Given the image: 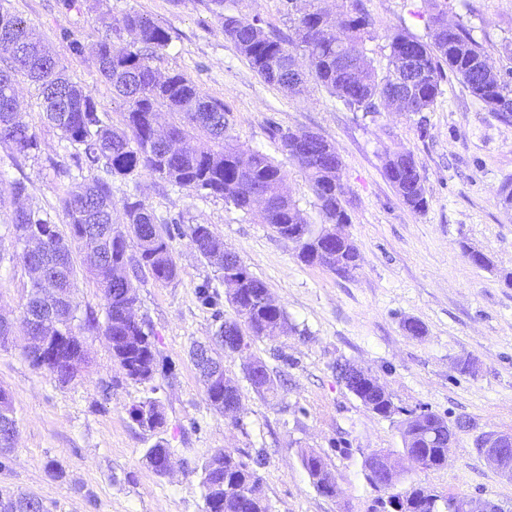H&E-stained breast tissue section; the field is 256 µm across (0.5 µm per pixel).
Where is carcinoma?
I'll list each match as a JSON object with an SVG mask.
<instances>
[{"mask_svg":"<svg viewBox=\"0 0 512 512\" xmlns=\"http://www.w3.org/2000/svg\"><path fill=\"white\" fill-rule=\"evenodd\" d=\"M210 11L220 20L224 37L234 44L250 68L268 85L289 93L302 91L307 77L341 101L346 107L375 112L384 104L398 112H428L441 94L445 72L455 75L464 87L492 111L508 121L512 109L500 106L503 98H512V80L489 73L487 55L471 30L462 24L446 30L435 28L448 7L447 0H424L427 13V38L404 28L385 35L389 54L385 66L378 68L367 55V43L376 38L374 21L361 0H341L338 11L331 13L309 0V7L289 19L288 33L265 28L260 18L246 21L225 12L226 0H208ZM72 55L86 52L94 56L102 78L112 86L113 99L122 109L121 126L108 122L100 101L90 91L73 82L60 65L53 49L22 17L0 3V145L11 150L10 157H27L41 150L36 130L25 120L17 99L16 77L23 75L34 85L42 112L60 140L73 149L74 167L51 162L56 175L67 180L59 196V207L69 234L60 232L53 215L44 209L19 206L7 225L15 243L21 244L31 234L42 237V247L23 258L30 275V289L23 316L32 325V336L51 339L76 335L78 330L97 331L105 336L126 376L136 382L151 380L157 360L150 333L144 323L131 324L122 310L137 302L132 278L149 275L156 282H170L179 275L172 236L161 230L147 204L133 195L123 202L125 222L112 223V182L147 172L173 186L197 194L221 197L234 208L257 217L279 236L288 235L290 225L300 227L305 241H296L299 250L313 253L316 264L344 277L357 267L355 249L342 255L339 265L321 259L327 249L320 231L313 228L289 194L287 174L259 148L243 149L229 143L224 102L203 94L184 74H159L153 60L172 42L166 28L137 11H128L119 29L107 28L91 48L67 30L60 33ZM308 59L309 72L288 74L293 64V50ZM356 56L353 71L338 62V50ZM412 50L424 70L421 81L406 103L394 100L393 84L398 62ZM172 117L165 131L158 129L162 114ZM200 134L191 148L185 142ZM303 131L271 128V138L282 154L296 161L317 200L328 224H347L346 185L342 179V161L336 148L318 135L307 142L310 153H303L298 141ZM383 172L403 203L416 213L426 210L423 177L412 153L395 152L386 157ZM189 236L205 261L214 268L217 280L234 317L224 320L216 331L215 345L224 347L219 337L261 338L265 329H284L288 316L273 300L264 299L266 284L254 276L236 254H224V239L207 224H191ZM137 241V251L128 252L127 239ZM84 254L83 271L100 289L105 302V321L99 323L93 312L79 314L74 301L77 267L72 257L73 245ZM55 275L57 294L39 292L40 276ZM24 356L36 369H42L61 384L76 378V366L85 359V351L45 363L38 347L28 345ZM257 368L245 369V378L259 394L275 391L274 381L265 364L255 360ZM206 400L219 412L231 395L221 384L210 385L201 374ZM358 399L375 414L386 416L391 403L369 386ZM129 415L139 427L157 433L165 426L162 404L145 397L132 405ZM446 420L423 413L404 420V451L416 455L418 467L437 469L448 462L447 449L441 442L426 437L432 424ZM165 442H155L145 458L158 474L165 473L171 456ZM308 476L330 473L324 459L315 452L301 453ZM262 484L257 471L238 460L234 453L219 450L201 467L204 512H267L245 495ZM428 490L411 486L396 495L402 512H443L430 508ZM38 498L25 493L0 496V512H36Z\"/></svg>","mask_w":512,"mask_h":512,"instance_id":"obj_1","label":"carcinoma"}]
</instances>
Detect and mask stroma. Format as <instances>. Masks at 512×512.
Here are the masks:
<instances>
[{
	"instance_id": "stroma-1",
	"label": "stroma",
	"mask_w": 512,
	"mask_h": 512,
	"mask_svg": "<svg viewBox=\"0 0 512 512\" xmlns=\"http://www.w3.org/2000/svg\"><path fill=\"white\" fill-rule=\"evenodd\" d=\"M378 30L397 26L423 37L422 0H363ZM54 49L73 81L92 90L112 124L121 109L100 77L92 56H73L59 34L68 30L85 45L96 43L106 25H120L135 10L167 28L170 48L154 65L179 72L203 93L224 102L231 142L261 148L287 174L288 190L309 223L323 216L298 164L283 155L270 125L310 130L333 144L342 159L350 222L343 230L358 252V267L341 278L297 258L295 243L225 204L164 183L149 173L113 185L114 223L124 221L122 200L135 193L159 224H206L223 238L249 270L267 285L288 314L283 334L252 343L248 353L224 359L227 375L241 389L242 409L231 419L207 402L189 350L208 341L222 319L233 317L214 270L190 237L175 235L178 277L161 283L137 281V317L153 332L159 370L153 380L128 379L104 336L79 338L86 350L78 375L60 385L22 354V307L30 287L22 261L0 266V313L14 322V339L0 346V388L12 400L17 420L14 446L0 455V488L42 499L50 512H204L201 466L226 449L256 466L270 512H373L380 496L366 478L368 455L383 450L404 461L401 422L409 414L435 413L457 435L447 465L409 469L407 482L435 494L492 500L512 512V480L502 477L478 446L488 434H512V207L499 200L512 187V123L470 95L447 75L443 95L421 114L351 110L315 81L294 95L264 83L227 41L207 0H9ZM226 10L266 25L289 26L284 0H227ZM448 24H465L483 44L493 67L512 73V0H448ZM19 105L35 127L39 153L11 164L0 145V249L13 252L5 224L16 205L8 181L25 175L22 204L54 211L61 184L51 161L69 156L40 112L26 79L17 86ZM413 153L424 179L428 207L404 205L385 179L386 157ZM472 247L488 267L472 265ZM209 285L215 304L202 302ZM423 323L415 336L407 320ZM261 359L278 385L261 395L247 382L243 365ZM471 359L470 372L459 360ZM346 362L377 378L395 414L372 413L336 373ZM163 404L161 435L142 431L128 409L146 396ZM172 450L169 473L157 474L145 451L156 439ZM321 455L336 478L328 497L313 485L301 454ZM61 470L50 476L51 467Z\"/></svg>"
}]
</instances>
